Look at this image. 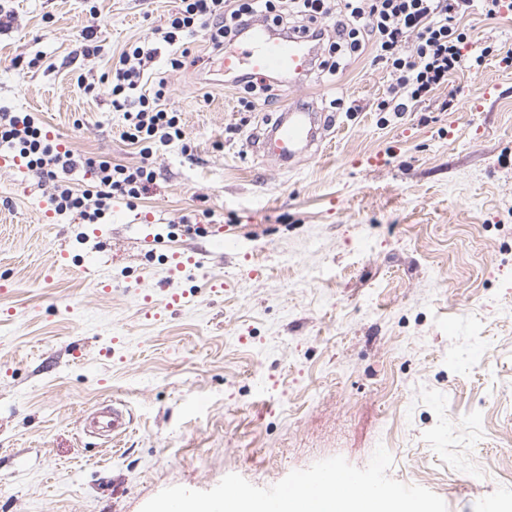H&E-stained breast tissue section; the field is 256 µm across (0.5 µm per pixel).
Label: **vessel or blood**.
<instances>
[{
    "label": "vessel or blood",
    "instance_id": "obj_1",
    "mask_svg": "<svg viewBox=\"0 0 512 512\" xmlns=\"http://www.w3.org/2000/svg\"><path fill=\"white\" fill-rule=\"evenodd\" d=\"M246 41L242 52H225V73H239L245 65L256 74L275 73L288 77L309 70L312 57L305 36L294 35L283 40L272 36L265 25L257 24ZM334 124V116L319 117L310 109L295 107L283 113L268 133L253 136L252 145L258 151L289 160L314 143L318 129L327 130ZM130 425L131 417L120 402L101 405L89 423L95 434L111 440L127 434Z\"/></svg>",
    "mask_w": 512,
    "mask_h": 512
}]
</instances>
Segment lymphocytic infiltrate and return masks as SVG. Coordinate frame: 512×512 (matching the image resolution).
<instances>
[{"instance_id": "lymphocytic-infiltrate-1", "label": "lymphocytic infiltrate", "mask_w": 512, "mask_h": 512, "mask_svg": "<svg viewBox=\"0 0 512 512\" xmlns=\"http://www.w3.org/2000/svg\"><path fill=\"white\" fill-rule=\"evenodd\" d=\"M480 2L486 19L512 15V0H288L286 15L277 12L276 0H179L164 25L155 28L149 40L132 43L123 50L110 77L112 107L121 112V138L150 156L155 146L181 140L178 113L166 107L165 79L150 80L148 72L159 52H166L171 70L183 69L191 55L187 40L204 34L213 49L241 38L254 17H270L282 24L284 16L298 19V32L314 42H327L328 59L321 71L335 72L331 55H352L371 41L375 62L389 68L395 78L392 112H407L416 103L448 85L458 71L470 68V36L457 19L473 2ZM334 19L336 38L325 41V22ZM0 150L13 154L20 165L37 168L55 180L53 211L62 215L79 211L96 222L112 204L113 197L139 198L145 182L154 177L148 165L129 167L108 159L94 160L60 147L49 139L40 120L0 108ZM91 171L92 188L75 189L68 174L75 168Z\"/></svg>"}]
</instances>
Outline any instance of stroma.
Instances as JSON below:
<instances>
[{
  "label": "stroma",
  "mask_w": 512,
  "mask_h": 512,
  "mask_svg": "<svg viewBox=\"0 0 512 512\" xmlns=\"http://www.w3.org/2000/svg\"><path fill=\"white\" fill-rule=\"evenodd\" d=\"M178 0H0V107L37 113L88 157L140 165L106 86L84 93ZM492 52L412 111L370 53L281 80L260 111L204 37L158 58L181 141L104 223L54 214V184L0 155V512H140L171 486L235 473L266 488L333 456L448 512H482L512 475V17L461 20ZM94 27L99 56H82ZM37 67H30L31 59ZM344 106L332 109L333 99ZM335 112L280 166L250 146L299 105ZM200 225L188 235L184 221ZM231 247L209 251L212 238ZM208 250L204 268L189 259ZM123 400L120 443L82 416Z\"/></svg>",
  "instance_id": "stroma-1"
}]
</instances>
